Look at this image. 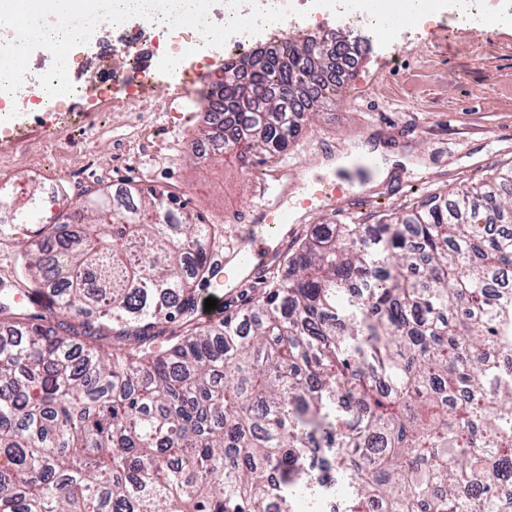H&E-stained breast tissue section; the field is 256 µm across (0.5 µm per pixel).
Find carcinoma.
I'll return each mask as SVG.
<instances>
[{
	"mask_svg": "<svg viewBox=\"0 0 512 512\" xmlns=\"http://www.w3.org/2000/svg\"><path fill=\"white\" fill-rule=\"evenodd\" d=\"M332 45L285 43L209 115L274 160L343 83ZM177 192L92 191L0 288V512H317L324 449L343 512H506L512 479V165L374 224H315L275 285L197 318L217 282ZM484 475L478 490L467 482Z\"/></svg>",
	"mask_w": 512,
	"mask_h": 512,
	"instance_id": "obj_1",
	"label": "carcinoma"
}]
</instances>
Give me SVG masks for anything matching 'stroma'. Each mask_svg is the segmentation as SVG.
Returning a JSON list of instances; mask_svg holds the SVG:
<instances>
[{
	"label": "stroma",
	"instance_id": "obj_1",
	"mask_svg": "<svg viewBox=\"0 0 512 512\" xmlns=\"http://www.w3.org/2000/svg\"><path fill=\"white\" fill-rule=\"evenodd\" d=\"M210 9L215 62L196 70L188 93L172 85L139 89L151 106L147 112L115 105L108 96H80L62 103L70 118L30 113L23 143L0 137V197L12 209L24 208L31 194L41 193L46 177H54L61 195L42 203L40 215L47 219L69 212L86 192L101 187L130 182L173 188L189 209L223 222L224 239L213 247L221 254L236 244L243 216L259 201L254 174L261 170L285 172L288 180L296 219L278 240L284 249L308 225L388 213L512 162V31L485 24L462 30L444 14L413 20L389 35L353 29L362 53L341 97L282 157L248 170L221 156L194 162L206 119L200 102L224 76V0H210ZM105 64L117 68L123 59L96 37L65 58L34 48L20 59L32 85L42 73L62 67L80 85L99 76ZM328 148L352 158L366 175L354 186L353 199L300 207L303 185L313 175L335 181L323 160ZM36 231L33 224L0 223V281L13 279L19 245Z\"/></svg>",
	"mask_w": 512,
	"mask_h": 512
}]
</instances>
